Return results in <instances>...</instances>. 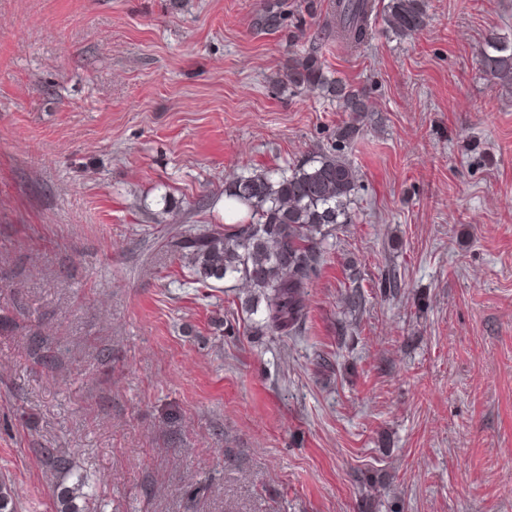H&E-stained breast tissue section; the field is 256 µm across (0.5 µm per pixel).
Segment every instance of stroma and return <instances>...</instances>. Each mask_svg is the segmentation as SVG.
Listing matches in <instances>:
<instances>
[{
    "instance_id": "stroma-1",
    "label": "stroma",
    "mask_w": 512,
    "mask_h": 512,
    "mask_svg": "<svg viewBox=\"0 0 512 512\" xmlns=\"http://www.w3.org/2000/svg\"><path fill=\"white\" fill-rule=\"evenodd\" d=\"M0 0V480L55 512H512V0H427L350 48L336 0ZM322 35L375 105L302 336L251 334L245 288L169 242L224 184L337 145L284 74ZM170 201L162 212L160 197ZM396 271L397 296L379 290ZM359 281L360 307L345 293ZM329 355L331 370L318 358ZM68 461L47 463L43 451ZM425 0H390L386 23L400 36H410L423 29L427 21ZM481 62L485 71L494 79L512 84V46L501 45L496 38H491L487 49L481 52ZM83 487L84 482L78 479L73 487H66L60 491L57 497V512H86L88 497Z\"/></svg>"
}]
</instances>
